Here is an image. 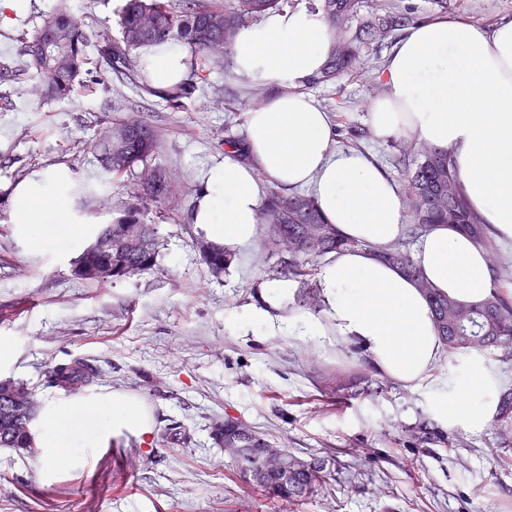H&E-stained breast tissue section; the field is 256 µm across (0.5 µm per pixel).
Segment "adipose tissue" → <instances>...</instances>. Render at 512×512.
<instances>
[{
    "mask_svg": "<svg viewBox=\"0 0 512 512\" xmlns=\"http://www.w3.org/2000/svg\"><path fill=\"white\" fill-rule=\"evenodd\" d=\"M332 43L327 19L306 8L272 11L239 30L232 71L269 94L246 111L244 157L225 156L204 171L187 219L205 225L211 242L245 256L259 234L269 189L311 191L325 220L353 246L332 254L318 271L321 315H287L292 288L282 278L265 283L253 325L317 347L332 336L356 344L371 366L402 384L447 387L438 413L483 428L499 375L475 357L464 377L434 376L443 346L429 303L379 256L406 232L399 187L367 155L338 146L328 113L303 91ZM190 60L175 43L148 47L138 58L162 90L189 76ZM380 78L385 93L370 105L375 136L451 149L469 207L499 246L512 248V19L491 26L460 16L424 19L407 30ZM12 205L15 223L28 230L29 248L38 251L45 245L39 212L69 223L72 199L65 182L42 174L15 189ZM412 258L434 287L465 304L481 301L495 278L487 247L445 224L418 240ZM43 418L41 459L51 470L68 469L116 432L150 430L141 406L117 394L51 403Z\"/></svg>",
    "mask_w": 512,
    "mask_h": 512,
    "instance_id": "ef3b65f1",
    "label": "adipose tissue"
}]
</instances>
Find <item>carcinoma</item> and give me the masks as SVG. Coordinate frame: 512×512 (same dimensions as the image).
<instances>
[{"label":"carcinoma","mask_w":512,"mask_h":512,"mask_svg":"<svg viewBox=\"0 0 512 512\" xmlns=\"http://www.w3.org/2000/svg\"><path fill=\"white\" fill-rule=\"evenodd\" d=\"M296 0H123L117 13L120 37L107 32L93 35L84 19L77 16L67 0H59L53 12L45 15L30 39L23 42L20 59L0 61V105L14 107L7 88L21 81H33V95L38 103L69 99L91 75L85 69L86 48L94 45L99 71L96 76L105 81L113 76L129 80L149 96L159 97L168 108L179 111L193 97L198 84L205 79L206 66H220L229 61L231 48L239 29L246 23L273 10L293 8ZM308 8L321 12L333 29L358 14L361 0H307ZM419 17L394 10L376 12L362 20L354 35L334 41L323 69L306 85L329 82L336 77L355 72L365 65L362 47L378 44L411 25ZM168 41H177L191 52L202 55L201 65L191 67L189 77L169 90H155L144 72L138 69L139 50ZM159 145L155 128L142 116L130 114L112 123L95 143L102 170L114 176L135 174L154 175L150 183L138 182V195L146 204L164 206L171 188L164 169L152 159ZM391 148L406 170L404 203L409 227L404 240L386 248L382 257L414 279L429 300L438 335L448 354L500 349L501 361H512V293L505 284H512L508 268L490 258L496 276L488 295L476 304H464L439 292L424 280L411 258V245L419 235L434 224H448L472 236L481 243L488 241V231L470 209L453 173L451 151L441 150L412 140L394 141ZM262 223L268 226L269 241L281 245L288 256L283 258L284 274L304 280L312 275L313 263L353 242L345 239L336 227L327 223L313 198L305 193L272 192L264 201ZM126 229H136L142 238L135 252L112 253L107 258L112 265V279L119 280L148 273L157 265L155 227L140 223L139 210L129 209L112 227L100 232H112L120 237ZM208 270L214 275L224 273L234 255L223 245L213 243L209 253L202 255ZM110 279V280H112ZM110 280L95 275L84 281L104 286ZM69 367L55 364L49 367L48 378L60 387H72L68 380ZM30 407L14 408L0 397V448H19L29 454L37 450L34 439L25 430L17 429L11 419ZM241 429L252 434L246 446L244 464L236 466L240 478L260 488L273 498L290 501L312 494L324 481L323 463L302 461L288 456V470L268 472L262 469L260 448L263 435L240 420L224 419V438H235Z\"/></svg>","instance_id":"obj_1"}]
</instances>
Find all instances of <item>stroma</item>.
Returning <instances> with one entry per match:
<instances>
[{
    "mask_svg": "<svg viewBox=\"0 0 512 512\" xmlns=\"http://www.w3.org/2000/svg\"><path fill=\"white\" fill-rule=\"evenodd\" d=\"M390 51L363 49L365 69L311 95L369 128ZM267 94L214 68L182 111L145 101L143 116L160 136L153 162L176 173L174 196L140 217L156 228V268L107 286L77 279L71 263L100 225L137 203L134 178L104 177L92 148L126 116L134 88L112 79L39 107L25 82L12 94L15 109L0 110V345L8 352L0 380L26 383L40 404L66 402L45 374L82 358L97 375L81 397L126 395L151 424L146 435H112L51 477L40 455L0 448V512H512V425L447 423L435 410L436 387L402 386L353 346L317 348L250 327L247 312L279 262L265 238L248 266L236 261L218 276L195 251L206 229L186 217L200 170L223 157L221 139L243 135L246 102ZM54 169L69 180L71 221L44 227L47 244L34 252L11 199L16 185ZM224 418L300 458L324 459L327 489L288 503L246 485L210 437ZM421 421L441 441L417 440Z\"/></svg>",
    "mask_w": 512,
    "mask_h": 512,
    "instance_id": "35a3bbf8",
    "label": "stroma"
}]
</instances>
